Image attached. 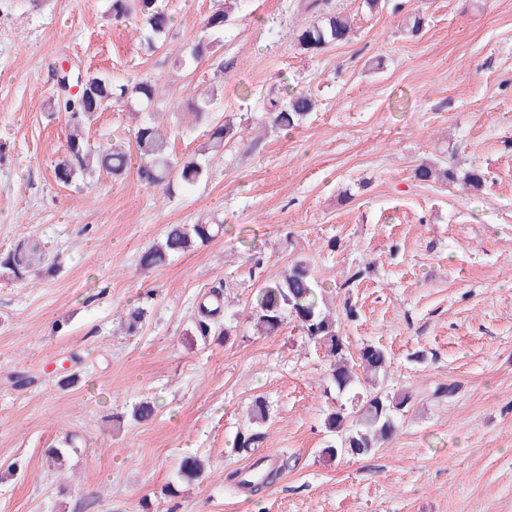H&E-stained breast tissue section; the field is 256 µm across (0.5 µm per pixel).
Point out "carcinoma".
<instances>
[{"instance_id": "carcinoma-1", "label": "carcinoma", "mask_w": 512, "mask_h": 512, "mask_svg": "<svg viewBox=\"0 0 512 512\" xmlns=\"http://www.w3.org/2000/svg\"><path fill=\"white\" fill-rule=\"evenodd\" d=\"M295 9L314 15V20L299 28L296 45L304 53H316L333 43L348 40L351 31L348 20L339 12L329 8L328 0H297ZM110 10L116 20L133 16L142 24L150 41L166 42L172 29V20L165 12L160 0H111ZM229 6L220 5L207 17L204 29L209 33L220 32L229 21ZM70 74L81 81L80 91L73 94L63 85L64 78H57L56 98L53 106L64 113L67 134L63 153L55 166V177L68 184L79 174H105L111 178L121 177L129 164L130 153L139 159L138 174L148 185L161 187L179 181L185 186L200 183L207 174L206 167L197 159L179 160L170 152L166 134L154 118L140 123L133 133L130 152L120 143H109L95 147L83 136L84 127L91 123L98 112L110 104L139 103L145 109L158 111L155 85L150 81L116 84L111 79L94 72L76 71L71 66ZM315 101L303 92H295L285 99L268 101L266 112L270 121L282 130L298 128ZM241 137L235 124L228 120L209 128L206 151L217 154L224 145ZM413 178L419 182L455 181L461 179L463 187L479 192L483 188L485 173L472 167L462 173L452 168H440L433 162L423 161L413 169ZM224 225L215 222L196 224H172L167 226L162 237L141 253L139 266L143 270L163 267L177 254L191 250L197 243H207L219 236ZM45 254L36 239L23 238L14 248L0 253V270L7 271L13 279L22 281L42 263ZM323 286L313 277L310 264L304 258L292 260L282 277L272 281L257 293V313L254 330L258 334L277 331L288 317L294 319L305 336L318 344L328 360L330 379L340 393H352L350 405H339L329 412L324 425L327 432L337 436L339 445H330L325 453L333 457L342 449L352 455H365L389 440L396 432L394 413L402 411L411 400L408 392L401 391L391 396L367 391L364 385L374 382L388 363L385 349L369 344L358 352L357 366L363 369L357 375L350 367L346 345L336 326V321L326 314L319 301ZM199 312L205 318L218 321L221 316L220 295L212 296V304H199ZM146 309L136 307L127 310L123 322L127 331L136 333L145 322ZM158 411L153 400H142L132 411L139 422L152 420ZM65 448H49L46 457L56 468L61 469L67 457V448L74 446L73 439L66 440ZM254 473L247 476L242 470L229 472L225 480L232 486L246 489L253 494L262 492L274 481L275 473L263 465V458L253 461ZM205 463L197 457H186L180 463L177 481L191 483L202 479Z\"/></svg>"}]
</instances>
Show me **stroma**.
<instances>
[{"mask_svg": "<svg viewBox=\"0 0 512 512\" xmlns=\"http://www.w3.org/2000/svg\"><path fill=\"white\" fill-rule=\"evenodd\" d=\"M217 4L164 0L173 29L150 51L109 0H0V252L31 237L53 264L22 282L0 274V512H512V0H381L374 12L334 0L351 38L314 55L295 44L305 16L293 0H233L231 24L194 61ZM412 15L424 27L408 39ZM64 59L156 82V121L207 178L168 192L133 167L57 181L64 117L48 106ZM211 87L208 123L244 132L216 155L188 107ZM293 91L318 108L286 134L265 107ZM142 119L114 104L86 136L126 143ZM425 159L479 166L485 187L416 181ZM206 215L221 236L141 271L167 225ZM296 256L350 354L389 353L377 389L412 393L394 438L369 454L326 455L325 416L347 397L297 322L252 329L259 287ZM223 280L235 287L219 341L195 322ZM131 304L147 310L133 336L119 319ZM440 385L452 395L436 398ZM259 397L265 438L238 450ZM144 399L159 411L138 422ZM72 434L56 472L44 450ZM187 455L208 472L169 496ZM266 455L281 474L261 494L227 485Z\"/></svg>", "mask_w": 512, "mask_h": 512, "instance_id": "1", "label": "stroma"}]
</instances>
